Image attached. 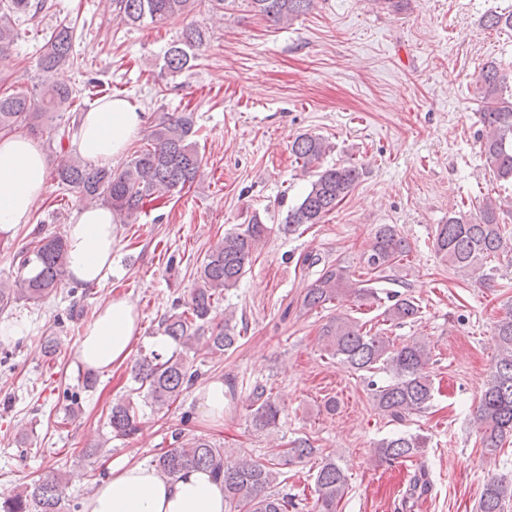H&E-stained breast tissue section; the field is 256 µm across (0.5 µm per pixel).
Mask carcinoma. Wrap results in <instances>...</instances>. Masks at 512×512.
<instances>
[{
	"mask_svg": "<svg viewBox=\"0 0 512 512\" xmlns=\"http://www.w3.org/2000/svg\"><path fill=\"white\" fill-rule=\"evenodd\" d=\"M255 15L274 24H289L312 11L317 0H246ZM195 0H113L117 18L130 27L150 21H169L188 16ZM42 0H0V52L12 47L18 38L14 17L36 13ZM485 26L512 32V12L488 14ZM208 28L192 23L182 31L181 38L167 50L165 63L173 74L189 68L195 52L207 45ZM74 63L73 27L59 24L44 43L37 59L42 75L39 89L33 93L0 92V133L11 134L18 129L48 142H57L55 175L59 184L80 194L86 204L112 207L117 221L135 219L145 205L162 200L172 190L191 185L202 163L197 150V128L194 113L179 112L162 118L153 126L149 142L134 152L120 169L100 167L84 161L63 147L70 138L65 117L83 90L56 84L49 75ZM505 76L490 62L478 75L476 88L482 102L481 119L485 161L499 181L512 182V94H503ZM57 122L49 126L46 120ZM330 150L328 141L320 136L303 134L292 144L296 162L303 173L313 172L308 190L296 206L288 210L285 223L288 231L319 224L332 213L352 191L360 178V168L353 163L335 167L315 168V163ZM501 205L490 197L482 200L476 212L460 210L439 224L433 236L436 253L448 259L458 272H476L497 258L506 247L499 211ZM270 228L259 216L251 218L241 231L228 233L205 256L197 270L194 288L184 301L173 302L158 325V332L171 339L180 351L163 355L155 350L136 359L131 368L134 387L112 402L107 426L117 437H131L139 431L142 404L157 412L169 409L184 391L200 377L188 353L203 344L208 354L221 357L237 347L240 332L234 314L211 325L215 303L224 291L235 288L247 267L267 240ZM409 251L405 239L396 228L384 224L377 228L363 263L368 273H382ZM20 276L15 284L0 283V309L25 300L39 303L51 296L61 277L67 272L65 239L53 235L39 239L33 249L17 255ZM323 264L319 277L306 288L300 301L303 310L322 308L351 293L361 299L375 297L376 289L353 278L348 267L340 262H321L316 254H306L302 265ZM390 304L383 311L384 321L392 325L414 322L421 314L420 306L407 295L391 294ZM499 355L484 384L474 421L481 434V445L488 454L502 448L512 436V306L497 325ZM324 349L345 367L372 376L368 381L371 398L378 411L392 421L428 408L434 396V383L427 368L432 352L423 339L397 344L382 329L366 328L345 315L331 318L321 330ZM385 375L382 383L373 380ZM252 425L259 432L277 427L281 408L271 396L254 394ZM169 448L152 460L157 473L168 480L177 479L190 469H203L224 485V500L244 512H289L298 503L288 494L276 490L281 484L284 466L315 456L318 449L308 438H296L288 447L275 446L265 460L240 454L231 463L225 462L226 449L204 436L185 437L183 431L171 435ZM426 439L416 434H399L380 440L375 456L384 461H407L422 452ZM345 470L328 456L314 474L315 500L312 512H338L337 507L348 489ZM66 482L58 473L25 486L14 497L0 502V512H62ZM512 499V478L493 476L484 485L479 512H505Z\"/></svg>",
	"mask_w": 512,
	"mask_h": 512,
	"instance_id": "obj_1",
	"label": "carcinoma"
}]
</instances>
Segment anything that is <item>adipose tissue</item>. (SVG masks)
Masks as SVG:
<instances>
[{"label": "adipose tissue", "mask_w": 512, "mask_h": 512, "mask_svg": "<svg viewBox=\"0 0 512 512\" xmlns=\"http://www.w3.org/2000/svg\"><path fill=\"white\" fill-rule=\"evenodd\" d=\"M144 118L126 99H107L82 113L77 147L83 157L111 165L126 152ZM48 190L45 158L27 135H0V231L29 223L36 202ZM116 225L112 210L100 205L75 211L66 227L70 276L87 285H101L112 273ZM140 331L139 315L126 297L100 300L78 346L83 367L107 370L130 357ZM224 488L203 470L173 481L158 477L144 464L116 463L110 480L95 485L84 498L83 512H229Z\"/></svg>", "instance_id": "1"}]
</instances>
